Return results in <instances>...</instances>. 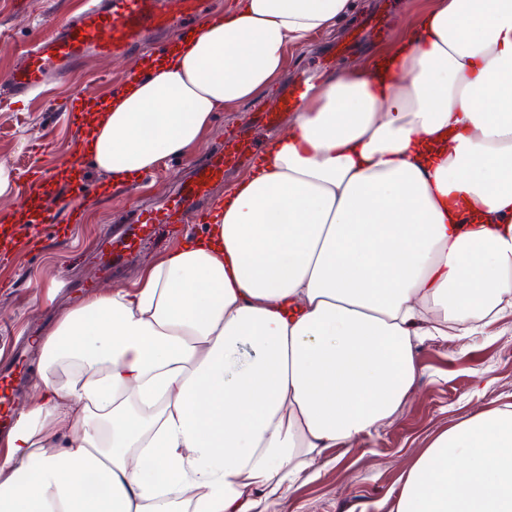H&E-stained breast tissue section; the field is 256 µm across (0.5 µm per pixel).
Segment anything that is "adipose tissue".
<instances>
[{
    "mask_svg": "<svg viewBox=\"0 0 512 512\" xmlns=\"http://www.w3.org/2000/svg\"><path fill=\"white\" fill-rule=\"evenodd\" d=\"M353 0H234L90 101L115 187L263 95ZM203 232L37 336L0 512H277L404 403L425 337L512 311V0H432L310 86ZM390 512H512V405L437 432Z\"/></svg>",
    "mask_w": 512,
    "mask_h": 512,
    "instance_id": "ef3b65f1",
    "label": "adipose tissue"
}]
</instances>
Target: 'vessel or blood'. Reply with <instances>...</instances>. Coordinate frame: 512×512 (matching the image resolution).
Here are the masks:
<instances>
[{"instance_id":"1","label":"vessel or blood","mask_w":512,"mask_h":512,"mask_svg":"<svg viewBox=\"0 0 512 512\" xmlns=\"http://www.w3.org/2000/svg\"><path fill=\"white\" fill-rule=\"evenodd\" d=\"M201 0H82L79 11L61 23L35 31L20 63L7 81L0 83V105L10 106L30 96L51 81L66 79L88 58L118 53L148 33H169L182 20L197 15ZM246 146L238 138L225 140L210 161L196 168L183 184L171 207L148 212V224L172 223L178 208L207 199L213 183L222 180Z\"/></svg>"}]
</instances>
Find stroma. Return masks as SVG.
<instances>
[{
    "label": "stroma",
    "instance_id": "1",
    "mask_svg": "<svg viewBox=\"0 0 512 512\" xmlns=\"http://www.w3.org/2000/svg\"><path fill=\"white\" fill-rule=\"evenodd\" d=\"M81 0H0V80L25 48L32 30L48 20L64 21ZM356 10L331 33L314 36L287 51L285 73L265 95L215 113L212 126L196 150L167 159L139 190H117L93 167L67 189L83 200L80 221L59 211L40 240L18 239L8 265H0V362L11 358L18 342L49 330L61 308L75 306L97 287L131 285L141 268L179 242L203 230L196 212H186L178 228L157 236L125 256L117 273L105 275L95 257L100 238L134 223L143 206L167 199L193 166L223 145L227 136L245 131L257 147L272 136L261 113L282 109V96L300 79L324 78L361 67L409 32L429 0H356ZM157 37L145 35L136 45L109 58H94L64 82L49 85L43 96L14 110L0 109V161L13 170L57 171L77 150L81 113L66 109L72 98L109 94L136 72ZM420 372L400 409L354 450L330 449L319 477L298 481L278 512H359L362 503L389 508L405 466L420 456L436 432L476 411L512 403V313H504L473 337L426 339L415 349Z\"/></svg>",
    "mask_w": 512,
    "mask_h": 512
}]
</instances>
